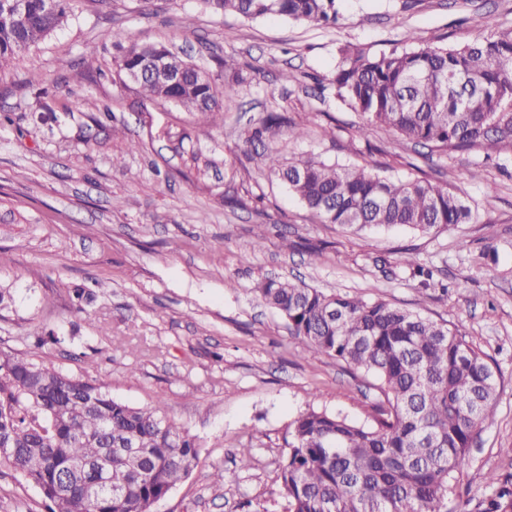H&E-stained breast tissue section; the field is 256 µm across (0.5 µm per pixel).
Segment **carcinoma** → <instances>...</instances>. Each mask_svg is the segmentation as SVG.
Masks as SVG:
<instances>
[{
  "mask_svg": "<svg viewBox=\"0 0 512 512\" xmlns=\"http://www.w3.org/2000/svg\"><path fill=\"white\" fill-rule=\"evenodd\" d=\"M202 2L250 20L280 16L326 26L339 16L338 0ZM72 4L27 0L16 13L1 2L0 69L61 28ZM414 42L408 35L379 55L344 50L337 97L363 116L365 127L423 147L512 145V30L459 48ZM155 58L180 79L144 75L138 87L151 99L212 115L235 94L234 85L219 87L211 73L163 45H132L113 65L123 75ZM282 121L269 114L246 141L261 140ZM263 161L319 224L428 233L469 216L459 197L428 179L392 180L312 157ZM401 262L424 288L432 286V271L416 256ZM255 292L288 320L307 352L372 375L381 394L371 425L315 409L291 423L278 474L284 512H448L455 474L495 408L499 382L488 355L459 331L383 301L273 278ZM71 299L84 312L95 295L75 288ZM76 339L74 330L59 328L36 337L34 348ZM198 458L196 437L161 405L130 406L88 380L0 350V472L37 487L48 512H152ZM511 509L507 485L479 503V512Z\"/></svg>",
  "mask_w": 512,
  "mask_h": 512,
  "instance_id": "obj_1",
  "label": "carcinoma"
}]
</instances>
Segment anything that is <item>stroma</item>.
Masks as SVG:
<instances>
[{"label": "stroma", "mask_w": 512, "mask_h": 512, "mask_svg": "<svg viewBox=\"0 0 512 512\" xmlns=\"http://www.w3.org/2000/svg\"><path fill=\"white\" fill-rule=\"evenodd\" d=\"M338 24L217 14L201 0H75L66 25L0 70V350L75 328L43 364L85 375L134 407L163 403L200 445L192 474L153 512H280L288 426L309 409L369 424L372 376L305 353L257 280L382 300L459 329L500 376L448 512H477L487 473L512 482V147L430 150L379 130L336 96L346 46L379 54L463 45L512 29V0H339ZM162 44L236 94L209 118L142 96L112 67L118 46ZM290 82H283V74ZM272 112L301 127L244 132ZM312 156L448 186L471 218L428 234L314 223L263 165ZM493 231H486V224ZM411 251L442 289L401 264ZM96 301L76 313L69 291ZM250 449L253 468L237 467ZM228 477L216 486L212 475Z\"/></svg>", "instance_id": "35a3bbf8"}]
</instances>
